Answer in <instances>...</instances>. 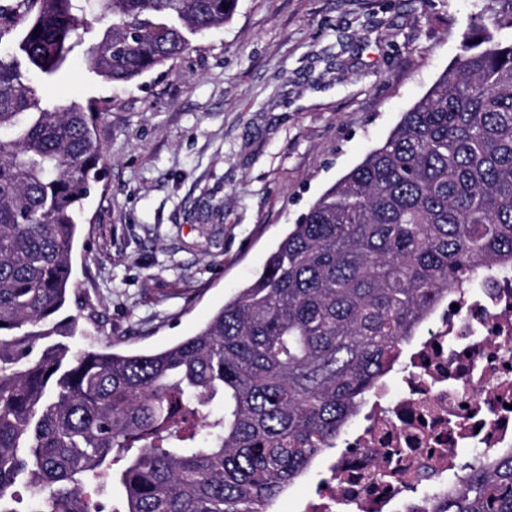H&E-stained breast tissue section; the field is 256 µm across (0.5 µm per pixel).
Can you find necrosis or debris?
Here are the masks:
<instances>
[{
    "instance_id": "obj_1",
    "label": "necrosis or debris",
    "mask_w": 512,
    "mask_h": 512,
    "mask_svg": "<svg viewBox=\"0 0 512 512\" xmlns=\"http://www.w3.org/2000/svg\"><path fill=\"white\" fill-rule=\"evenodd\" d=\"M300 512H434L467 465L512 450V264L443 298Z\"/></svg>"
}]
</instances>
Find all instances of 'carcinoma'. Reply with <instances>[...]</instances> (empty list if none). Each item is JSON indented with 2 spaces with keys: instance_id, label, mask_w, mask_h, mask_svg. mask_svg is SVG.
Listing matches in <instances>:
<instances>
[{
  "instance_id": "cac0c4a2",
  "label": "carcinoma",
  "mask_w": 512,
  "mask_h": 512,
  "mask_svg": "<svg viewBox=\"0 0 512 512\" xmlns=\"http://www.w3.org/2000/svg\"><path fill=\"white\" fill-rule=\"evenodd\" d=\"M238 0H18L28 62L0 58V512H271L337 440L448 293L512 262V41L474 24L453 67L303 212L261 272L192 336L76 350L72 253L105 169L100 113L48 107L84 48L130 83L231 19ZM106 23L87 43V16ZM224 414L208 405L216 397ZM441 512H512V454Z\"/></svg>"
}]
</instances>
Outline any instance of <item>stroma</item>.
<instances>
[{
    "label": "stroma",
    "mask_w": 512,
    "mask_h": 512,
    "mask_svg": "<svg viewBox=\"0 0 512 512\" xmlns=\"http://www.w3.org/2000/svg\"><path fill=\"white\" fill-rule=\"evenodd\" d=\"M512 0H238L180 57L115 85L73 54L43 98L102 107L106 179L72 255L73 342L151 351L195 334L281 235Z\"/></svg>",
    "instance_id": "stroma-1"
}]
</instances>
